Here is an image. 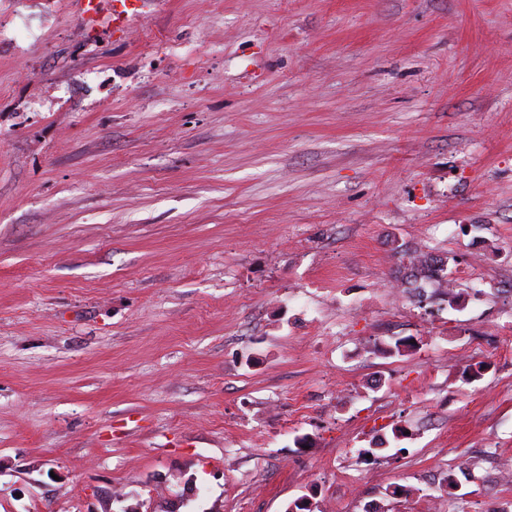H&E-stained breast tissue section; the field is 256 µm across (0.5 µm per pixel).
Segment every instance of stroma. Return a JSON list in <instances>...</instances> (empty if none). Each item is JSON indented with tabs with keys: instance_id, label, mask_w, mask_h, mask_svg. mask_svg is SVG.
<instances>
[{
	"instance_id": "35a3bbf8",
	"label": "stroma",
	"mask_w": 512,
	"mask_h": 512,
	"mask_svg": "<svg viewBox=\"0 0 512 512\" xmlns=\"http://www.w3.org/2000/svg\"><path fill=\"white\" fill-rule=\"evenodd\" d=\"M16 13L0 512H512V0ZM108 2L111 4L109 22L112 28L118 31H123L131 25L141 6L140 0H108ZM428 249L415 252L410 257L409 264L405 268L407 272H404L400 280L405 292L417 296L419 302L423 296L420 291L424 288L422 284L442 288L443 284L448 282V257L428 256Z\"/></svg>"
}]
</instances>
